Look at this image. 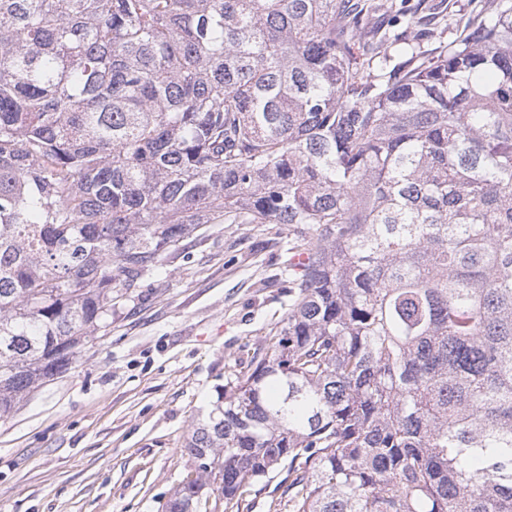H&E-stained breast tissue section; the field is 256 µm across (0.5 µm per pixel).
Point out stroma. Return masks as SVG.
<instances>
[{
	"label": "stroma",
	"mask_w": 512,
	"mask_h": 512,
	"mask_svg": "<svg viewBox=\"0 0 512 512\" xmlns=\"http://www.w3.org/2000/svg\"><path fill=\"white\" fill-rule=\"evenodd\" d=\"M483 0L429 10L432 49ZM288 227L206 224L112 302L71 368L0 419V512H165L218 386L247 371L287 314Z\"/></svg>",
	"instance_id": "1"
}]
</instances>
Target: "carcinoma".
Wrapping results in <instances>:
<instances>
[{
	"mask_svg": "<svg viewBox=\"0 0 512 512\" xmlns=\"http://www.w3.org/2000/svg\"><path fill=\"white\" fill-rule=\"evenodd\" d=\"M360 0H0V418L203 224L292 297L166 512H512V0L386 66ZM284 475L274 471L263 478L255 487V492L247 495L239 503V512H273L270 510L271 500H277L282 489H276L279 481Z\"/></svg>",
	"mask_w": 512,
	"mask_h": 512,
	"instance_id": "carcinoma-1",
	"label": "carcinoma"
}]
</instances>
